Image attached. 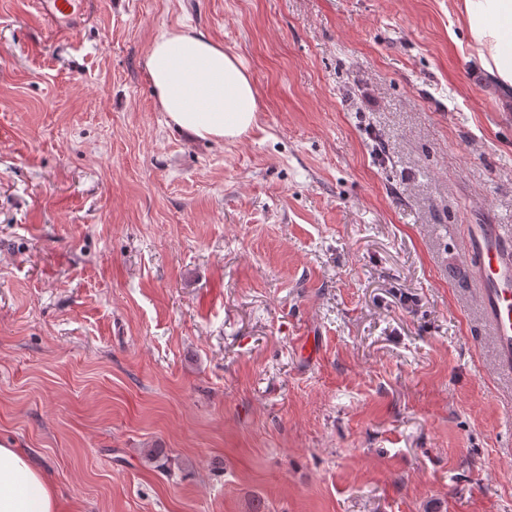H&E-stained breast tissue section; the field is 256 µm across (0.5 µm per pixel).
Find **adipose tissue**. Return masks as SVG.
Returning <instances> with one entry per match:
<instances>
[{
	"label": "adipose tissue",
	"instance_id": "1",
	"mask_svg": "<svg viewBox=\"0 0 512 512\" xmlns=\"http://www.w3.org/2000/svg\"><path fill=\"white\" fill-rule=\"evenodd\" d=\"M474 61L512 89V0H462ZM144 67L169 123L197 140L240 139L255 124L257 94L243 61L184 30H161ZM53 484L20 450L0 444V512H59Z\"/></svg>",
	"mask_w": 512,
	"mask_h": 512
}]
</instances>
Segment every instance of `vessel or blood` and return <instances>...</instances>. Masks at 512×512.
<instances>
[{"label":"vessel or blood","mask_w":512,"mask_h":512,"mask_svg":"<svg viewBox=\"0 0 512 512\" xmlns=\"http://www.w3.org/2000/svg\"><path fill=\"white\" fill-rule=\"evenodd\" d=\"M39 13L54 23L59 37L73 36L86 15L89 0H36ZM466 262L476 266L479 303L491 324L497 347V369L512 374V233L496 224H474L461 245Z\"/></svg>","instance_id":"vessel-or-blood-1"}]
</instances>
